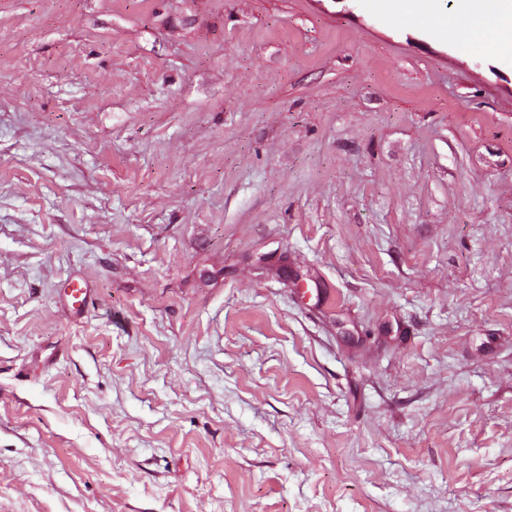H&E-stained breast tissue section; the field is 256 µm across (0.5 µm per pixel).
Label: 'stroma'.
<instances>
[{"mask_svg": "<svg viewBox=\"0 0 512 512\" xmlns=\"http://www.w3.org/2000/svg\"><path fill=\"white\" fill-rule=\"evenodd\" d=\"M0 512H512V57L0 0Z\"/></svg>", "mask_w": 512, "mask_h": 512, "instance_id": "1", "label": "stroma"}]
</instances>
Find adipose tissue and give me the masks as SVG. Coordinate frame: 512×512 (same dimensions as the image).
I'll use <instances>...</instances> for the list:
<instances>
[{
  "instance_id": "obj_1",
  "label": "adipose tissue",
  "mask_w": 512,
  "mask_h": 512,
  "mask_svg": "<svg viewBox=\"0 0 512 512\" xmlns=\"http://www.w3.org/2000/svg\"><path fill=\"white\" fill-rule=\"evenodd\" d=\"M448 15L432 13L430 0H386L388 11L396 14L421 15L433 25H461V37L482 38L496 53L512 57V0H453Z\"/></svg>"
}]
</instances>
